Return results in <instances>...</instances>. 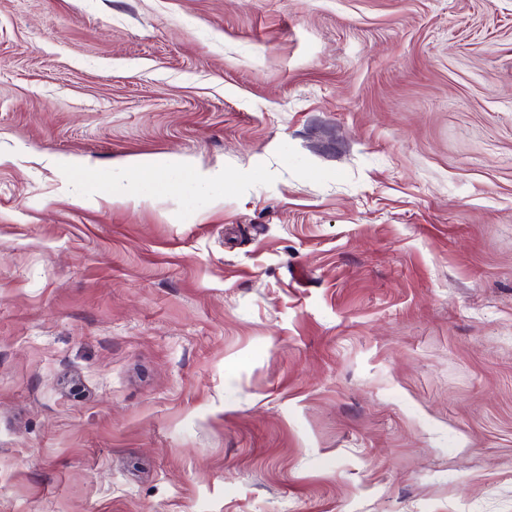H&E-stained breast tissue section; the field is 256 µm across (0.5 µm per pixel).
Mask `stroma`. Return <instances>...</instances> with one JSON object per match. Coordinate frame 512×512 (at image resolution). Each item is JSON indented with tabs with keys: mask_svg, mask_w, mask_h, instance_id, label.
Instances as JSON below:
<instances>
[{
	"mask_svg": "<svg viewBox=\"0 0 512 512\" xmlns=\"http://www.w3.org/2000/svg\"><path fill=\"white\" fill-rule=\"evenodd\" d=\"M0 512H512V0H0ZM177 172L178 166L172 160H155L131 167L129 175L112 178V185H105L101 191L112 192L115 201H146L171 190Z\"/></svg>",
	"mask_w": 512,
	"mask_h": 512,
	"instance_id": "stroma-1",
	"label": "stroma"
}]
</instances>
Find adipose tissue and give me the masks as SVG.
<instances>
[{
	"label": "adipose tissue",
	"instance_id": "obj_1",
	"mask_svg": "<svg viewBox=\"0 0 512 512\" xmlns=\"http://www.w3.org/2000/svg\"><path fill=\"white\" fill-rule=\"evenodd\" d=\"M178 166L169 159L132 167L129 175L113 178L108 190L116 201L141 202L171 190Z\"/></svg>",
	"mask_w": 512,
	"mask_h": 512
}]
</instances>
